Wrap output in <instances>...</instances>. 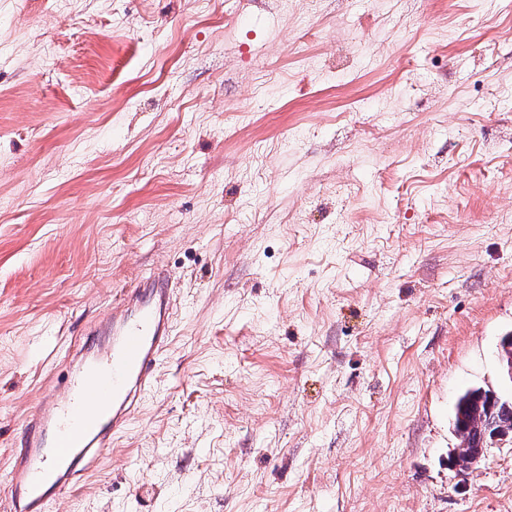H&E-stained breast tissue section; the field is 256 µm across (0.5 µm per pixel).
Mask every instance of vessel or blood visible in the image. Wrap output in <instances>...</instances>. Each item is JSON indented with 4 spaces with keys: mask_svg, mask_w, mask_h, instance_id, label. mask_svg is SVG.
<instances>
[{
    "mask_svg": "<svg viewBox=\"0 0 512 512\" xmlns=\"http://www.w3.org/2000/svg\"><path fill=\"white\" fill-rule=\"evenodd\" d=\"M175 303L164 272L121 289L106 330H92L71 357L65 386L46 384L25 424L0 493V512H45L110 452L158 382Z\"/></svg>",
    "mask_w": 512,
    "mask_h": 512,
    "instance_id": "1",
    "label": "vessel or blood"
}]
</instances>
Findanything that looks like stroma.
I'll use <instances>...</instances> for the list:
<instances>
[{"label":"stroma","mask_w":512,"mask_h":512,"mask_svg":"<svg viewBox=\"0 0 512 512\" xmlns=\"http://www.w3.org/2000/svg\"><path fill=\"white\" fill-rule=\"evenodd\" d=\"M170 275L129 431L46 512H512V0H0V489L115 290ZM481 390L484 393L478 394ZM489 393L496 394L495 391L482 387L468 388L460 393L454 406V428L463 436L469 450L479 448L480 445L484 446L479 455H475L472 460L473 467L480 466L486 456L485 423L489 419L496 418L500 423L512 421V412L506 418L500 417L499 407L495 408V403L492 404Z\"/></svg>","instance_id":"1"}]
</instances>
